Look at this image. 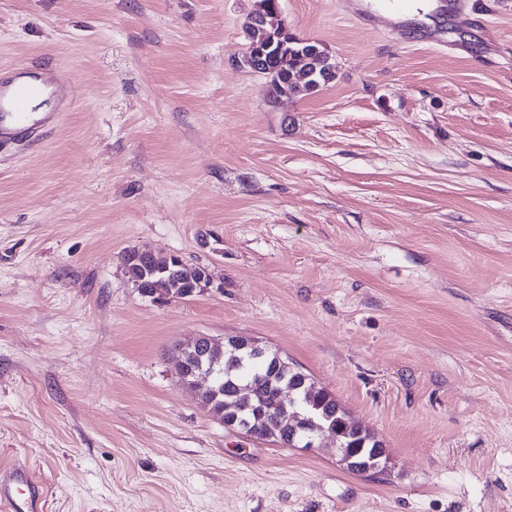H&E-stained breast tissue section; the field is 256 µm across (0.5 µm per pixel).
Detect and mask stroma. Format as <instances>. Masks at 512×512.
Returning a JSON list of instances; mask_svg holds the SVG:
<instances>
[{
	"label": "stroma",
	"instance_id": "obj_1",
	"mask_svg": "<svg viewBox=\"0 0 512 512\" xmlns=\"http://www.w3.org/2000/svg\"><path fill=\"white\" fill-rule=\"evenodd\" d=\"M280 0L335 78L270 102L256 0H0V63L78 91L0 152V465L45 512H512V0ZM208 267L156 304L132 249ZM249 336L389 457L224 427L177 345Z\"/></svg>",
	"mask_w": 512,
	"mask_h": 512
}]
</instances>
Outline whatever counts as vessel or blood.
I'll use <instances>...</instances> for the list:
<instances>
[{
	"label": "vessel or blood",
	"mask_w": 512,
	"mask_h": 512,
	"mask_svg": "<svg viewBox=\"0 0 512 512\" xmlns=\"http://www.w3.org/2000/svg\"><path fill=\"white\" fill-rule=\"evenodd\" d=\"M65 72L31 69L25 64L0 67V149L38 147L72 102L60 98ZM0 512H45V500L28 468L0 469Z\"/></svg>",
	"instance_id": "1"
}]
</instances>
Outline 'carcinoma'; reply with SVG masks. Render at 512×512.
Segmentation results:
<instances>
[{"label":"carcinoma","mask_w":512,"mask_h":512,"mask_svg":"<svg viewBox=\"0 0 512 512\" xmlns=\"http://www.w3.org/2000/svg\"><path fill=\"white\" fill-rule=\"evenodd\" d=\"M124 266L128 278L149 293L166 288L170 271L177 270L183 282L182 298L191 296L199 275V267L183 264L177 268L174 257L161 252L139 263L126 259ZM181 354L183 377L193 390L200 364L212 365L221 372V382L198 392V396L211 405L225 426L283 447L303 448V433L296 431L299 423L295 413L299 412L312 421L313 427L336 436L340 454L351 456V463L346 465L349 471H354V464L369 468L371 476L383 471L385 448L375 433L353 420L336 397L309 375L285 366L283 358L271 357L269 368L254 379L245 349L226 343L202 359L194 349L184 348ZM286 392L291 394L288 401L284 398Z\"/></svg>","instance_id":"1"}]
</instances>
